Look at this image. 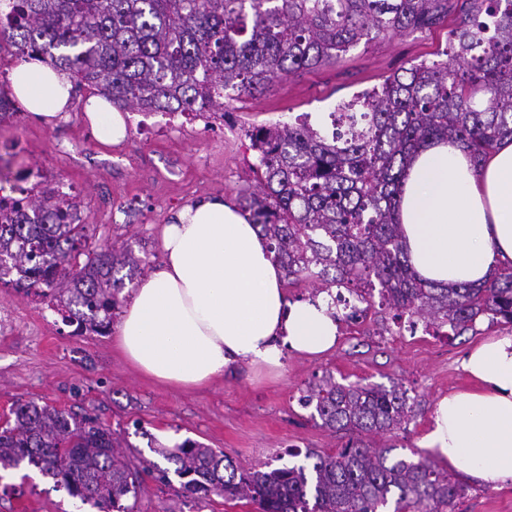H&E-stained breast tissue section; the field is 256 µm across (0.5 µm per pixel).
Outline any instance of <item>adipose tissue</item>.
<instances>
[{
	"instance_id": "obj_1",
	"label": "adipose tissue",
	"mask_w": 512,
	"mask_h": 512,
	"mask_svg": "<svg viewBox=\"0 0 512 512\" xmlns=\"http://www.w3.org/2000/svg\"><path fill=\"white\" fill-rule=\"evenodd\" d=\"M11 88L52 122L70 105V84L52 66L17 62ZM85 116L102 146L119 144L126 120L102 98ZM409 263L422 279L456 287L483 284L512 261V140L481 164L460 144L431 141L412 154L399 208ZM161 265L133 293L117 344L140 373L195 388L233 361L267 371L286 351L321 356L339 327L328 299L292 302L265 239L220 197L184 206L160 234ZM471 388L440 398L423 437L449 468L485 485H512V333L475 346L462 361Z\"/></svg>"
}]
</instances>
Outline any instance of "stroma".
Returning <instances> with one entry per match:
<instances>
[{"label":"stroma","mask_w":512,"mask_h":512,"mask_svg":"<svg viewBox=\"0 0 512 512\" xmlns=\"http://www.w3.org/2000/svg\"><path fill=\"white\" fill-rule=\"evenodd\" d=\"M447 42L443 25L358 44L336 65L300 71L264 95L230 102L224 117L209 126L179 116L170 132L161 114L131 112L125 139L108 150L98 146L85 119L89 92L74 93L69 110L51 123L20 105L0 120V186L48 166L80 187L91 243L122 245L143 259L140 270L120 273L119 297L126 303L160 264L159 231L178 210L207 196L233 203L239 191L254 188L248 129L305 116L330 128L329 114L340 100L382 83L398 68L435 60ZM336 312L341 331L331 354L288 353L274 374L237 362L209 387L180 391L138 374L117 349L114 334L77 332L43 298L0 288V415L15 401L35 400L98 417L122 444L163 468L168 462L154 444L171 447L190 438L242 467L273 469L303 464L304 451H334L346 443L345 434L318 425L300 401L310 384L330 374L343 384H401L414 414L386 443L399 456L427 455L422 439L436 402L448 391L471 387L461 368L465 353L503 332V325L482 318L462 335L444 336L396 327L390 313L376 307L353 319L344 306ZM180 484L174 474L165 484L146 479L137 512H255L254 506L232 505L216 495L187 498ZM0 512L95 510L24 465L0 472ZM457 512H512V486L465 484Z\"/></svg>","instance_id":"35a3bbf8"}]
</instances>
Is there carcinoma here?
<instances>
[{
    "label": "carcinoma",
    "instance_id": "carcinoma-1",
    "mask_svg": "<svg viewBox=\"0 0 512 512\" xmlns=\"http://www.w3.org/2000/svg\"><path fill=\"white\" fill-rule=\"evenodd\" d=\"M455 18L443 59L422 60L336 106L328 137L304 120L248 132L255 188L239 207L260 228L288 283L315 293L344 288L366 308L461 334L486 316L512 325V262L482 286L442 288L418 278L402 246L398 208L409 156L433 140L463 145L480 163L512 138V0H6L0 42L92 88L120 111L208 112L263 94L305 69L334 65L361 42L427 31ZM37 216L25 222L22 207ZM81 207L50 191L0 209V284L48 300L63 322L101 333L119 303L121 269L142 259L129 249L89 245ZM379 301H374V298ZM305 406L321 426L348 434L334 453L308 451V465L242 469L224 453L186 439L154 449L175 465L183 493L244 501L257 512H456L462 489L427 458L392 455L374 438L407 424L411 406L397 384L309 387ZM96 417L34 400L0 423V469L27 462L98 512H134L143 474L165 470L120 451Z\"/></svg>",
    "mask_w": 512,
    "mask_h": 512
}]
</instances>
